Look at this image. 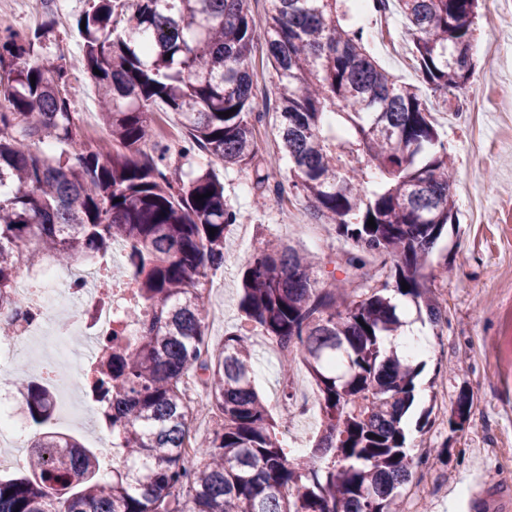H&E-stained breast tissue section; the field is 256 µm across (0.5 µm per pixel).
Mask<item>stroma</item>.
I'll list each match as a JSON object with an SVG mask.
<instances>
[{"instance_id": "35a3bbf8", "label": "stroma", "mask_w": 512, "mask_h": 512, "mask_svg": "<svg viewBox=\"0 0 512 512\" xmlns=\"http://www.w3.org/2000/svg\"><path fill=\"white\" fill-rule=\"evenodd\" d=\"M61 19L53 23L49 51L56 57L78 56L82 40L71 23L86 9V0H54ZM492 0H479L474 23V73L466 88L449 103L427 101L430 119L453 161L455 222L449 225L432 253L436 263H447L448 275L434 289L446 319L429 327L431 353L422 363L421 381L429 394H447L456 400L468 391L473 405L463 430L432 418L424 432L414 434L412 477L399 498L401 512H456L457 505L473 512H512V15L489 23ZM389 38L366 12L357 17L367 50L385 71L400 82L419 86L420 74L411 53L407 20L398 6L387 13ZM68 97L80 135L97 141L98 91L87 72L71 77ZM157 125L172 149L171 167L182 173L213 169L224 185L227 203L251 227L250 241L230 228L224 263L204 282L208 339L221 351L224 337L236 333L253 345V378L257 391L272 409L276 421L283 379L281 357L274 344L238 310L241 276L248 264L251 240L272 236L283 243L322 257L346 251L345 240L333 225L315 219L307 202L295 196L288 161L275 142V114L258 127L260 167L279 193L255 186L254 173L226 166L204 154L184 160L177 154L187 131L179 116L164 104L154 107ZM48 430L78 438L92 448L101 468H111L117 453L112 437L101 428L85 430L60 418H51ZM447 449V459L437 453Z\"/></svg>"}]
</instances>
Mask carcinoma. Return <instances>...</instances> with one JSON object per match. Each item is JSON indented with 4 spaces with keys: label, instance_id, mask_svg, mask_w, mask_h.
Listing matches in <instances>:
<instances>
[{
    "label": "carcinoma",
    "instance_id": "carcinoma-1",
    "mask_svg": "<svg viewBox=\"0 0 512 512\" xmlns=\"http://www.w3.org/2000/svg\"><path fill=\"white\" fill-rule=\"evenodd\" d=\"M88 2L73 23L84 45L78 65L100 71L110 149L77 137L70 68L46 51L50 29H0V311L18 308L20 269L126 246L136 299L126 318L136 331L102 342L86 386L121 460L104 480L91 449L40 432L25 472L0 477V512H397L412 476L403 418L418 371L384 346L403 325L388 292L442 322L432 285L448 265L428 257L454 209L448 149L419 89L367 52L354 2L343 10L339 0H267L261 18L248 0ZM396 2L423 84L446 105L472 75L478 0ZM260 37L278 78L275 140L292 186L351 246L322 285L309 256L259 238L243 274L240 312L319 390L322 430L296 464L252 383L246 337L228 334L217 355L207 344L203 280L224 263L239 215L211 169L187 182L169 169L153 125L161 102L188 130L180 158L204 151L265 184L251 62ZM190 379L221 420L195 448L193 468L184 448ZM18 389L45 425L49 389L31 380ZM471 408L460 393L452 429Z\"/></svg>",
    "mask_w": 512,
    "mask_h": 512
}]
</instances>
